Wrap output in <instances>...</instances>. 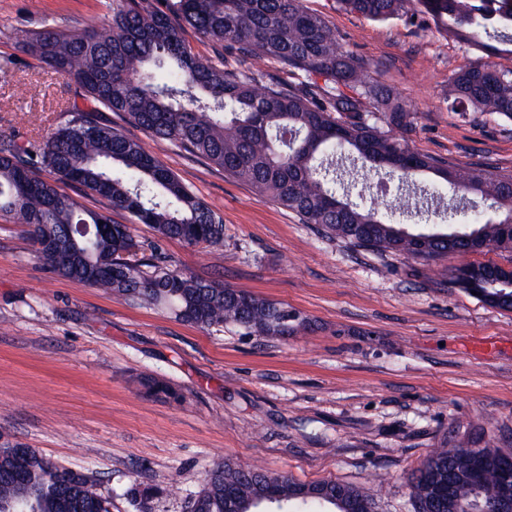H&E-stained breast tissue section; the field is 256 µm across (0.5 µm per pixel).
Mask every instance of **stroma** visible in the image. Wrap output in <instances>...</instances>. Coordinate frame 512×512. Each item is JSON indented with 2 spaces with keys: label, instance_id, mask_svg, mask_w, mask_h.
<instances>
[{
  "label": "stroma",
  "instance_id": "stroma-1",
  "mask_svg": "<svg viewBox=\"0 0 512 512\" xmlns=\"http://www.w3.org/2000/svg\"><path fill=\"white\" fill-rule=\"evenodd\" d=\"M302 4L416 113L412 149L512 173V121L445 102L449 73L472 56L431 21ZM90 16L108 23L112 0H0V143L42 140L76 98L16 50V34ZM94 118L216 212L224 243L161 239L79 184L62 191L180 271L295 309L309 326L288 337L199 328L59 275L26 225L0 217V446L93 473L110 512H143L128 495L136 482L163 490L144 512H185L222 460L356 486L376 512H417L409 476L434 449L485 430L512 453V311L451 287V258L428 266L328 238L175 143L113 112ZM149 380L174 397L148 393Z\"/></svg>",
  "mask_w": 512,
  "mask_h": 512
}]
</instances>
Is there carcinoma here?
Segmentation results:
<instances>
[{
	"instance_id": "1",
	"label": "carcinoma",
	"mask_w": 512,
	"mask_h": 512,
	"mask_svg": "<svg viewBox=\"0 0 512 512\" xmlns=\"http://www.w3.org/2000/svg\"><path fill=\"white\" fill-rule=\"evenodd\" d=\"M346 11L376 21L427 17L444 36L483 57L512 59V0H338ZM217 47L234 45L243 61L274 60L298 70L307 83L279 89L255 70H231L196 56L186 31ZM16 48L74 81L92 111L104 108L156 137L224 169L234 180L297 215L325 234L376 253H399L423 262L486 251L512 252V175L460 166L412 150L404 137L416 124L391 89L363 76L365 64L347 51L301 0H168L167 10L137 0H115L103 27L75 26L22 31ZM444 99L458 112H494L512 121V67L475 61L448 76ZM90 111V112H92ZM69 119L44 140L25 147L0 145V215L29 227L33 239L64 241L71 265L59 274L111 290L136 303L162 306L201 328L231 325L248 336H290L305 319L229 285L170 268L155 257H138L141 244L130 227L86 211L59 189L78 183L113 209L149 225L161 239L217 246L224 224L138 141L101 125L77 104ZM53 175L45 180L36 170ZM365 171L397 180V191L414 208L437 212L461 199L491 211L443 232L410 231L393 214L348 199L336 185ZM426 175L447 196L416 184ZM491 263H462L452 283L485 305L512 309V287L488 272ZM482 448L481 475L465 477L470 456ZM505 453L486 432L434 451L410 476L426 512H482L494 498ZM272 484L282 500L268 512H348L366 498L356 487L322 480L303 484L260 468L220 463L195 495L204 512H226L224 489L253 510L251 498ZM0 512H109V502L88 475L73 477L35 448L0 447Z\"/></svg>"
}]
</instances>
